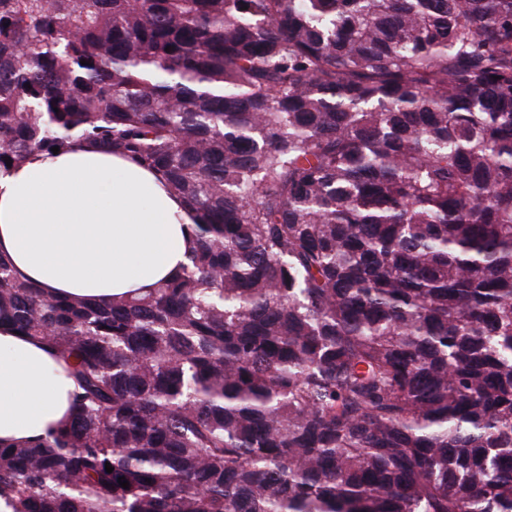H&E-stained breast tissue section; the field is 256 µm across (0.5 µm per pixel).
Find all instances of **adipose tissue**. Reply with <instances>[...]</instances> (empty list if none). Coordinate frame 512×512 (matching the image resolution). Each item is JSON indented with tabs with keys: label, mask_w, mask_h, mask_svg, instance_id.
I'll use <instances>...</instances> for the list:
<instances>
[{
	"label": "adipose tissue",
	"mask_w": 512,
	"mask_h": 512,
	"mask_svg": "<svg viewBox=\"0 0 512 512\" xmlns=\"http://www.w3.org/2000/svg\"><path fill=\"white\" fill-rule=\"evenodd\" d=\"M192 224L154 172L94 145L0 175V258L53 296L150 293L186 263ZM74 391L54 348L0 327V442L47 438L70 420Z\"/></svg>",
	"instance_id": "1"
}]
</instances>
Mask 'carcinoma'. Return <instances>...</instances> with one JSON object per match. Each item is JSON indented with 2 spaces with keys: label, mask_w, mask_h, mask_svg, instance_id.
<instances>
[{
  "label": "carcinoma",
  "mask_w": 512,
  "mask_h": 512,
  "mask_svg": "<svg viewBox=\"0 0 512 512\" xmlns=\"http://www.w3.org/2000/svg\"><path fill=\"white\" fill-rule=\"evenodd\" d=\"M76 143L197 246L106 303L0 259L77 388L9 512H512V0H0V173Z\"/></svg>",
  "instance_id": "obj_1"
}]
</instances>
